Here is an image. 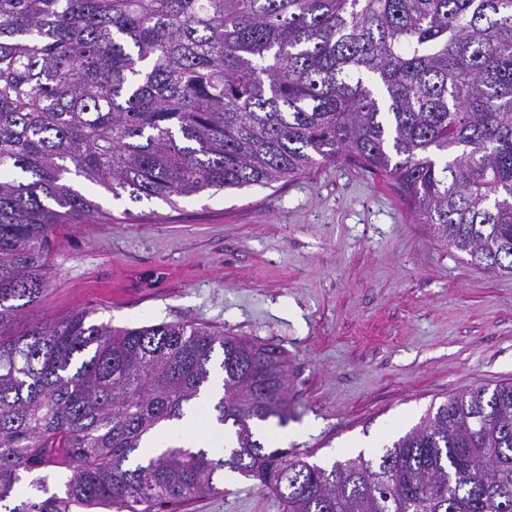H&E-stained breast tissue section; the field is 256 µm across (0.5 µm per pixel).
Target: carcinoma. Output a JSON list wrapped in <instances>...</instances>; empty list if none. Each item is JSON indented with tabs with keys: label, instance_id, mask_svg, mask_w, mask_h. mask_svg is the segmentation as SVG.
Instances as JSON below:
<instances>
[{
	"label": "carcinoma",
	"instance_id": "1",
	"mask_svg": "<svg viewBox=\"0 0 512 512\" xmlns=\"http://www.w3.org/2000/svg\"><path fill=\"white\" fill-rule=\"evenodd\" d=\"M327 164L512 274V0H0V509L177 512L229 470L284 512H512V383L322 466L258 436L288 421L278 346L25 319L54 228L112 221L74 179L174 206ZM194 407L232 433L223 456L141 453Z\"/></svg>",
	"mask_w": 512,
	"mask_h": 512
}]
</instances>
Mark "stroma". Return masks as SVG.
<instances>
[{"mask_svg": "<svg viewBox=\"0 0 512 512\" xmlns=\"http://www.w3.org/2000/svg\"><path fill=\"white\" fill-rule=\"evenodd\" d=\"M81 191L114 221L55 228L36 315L89 309L115 327L192 319L283 348L290 415L262 431L276 447L320 464L371 457L430 405L512 382V275L448 248L376 175L331 164L174 207L87 182ZM183 512L282 507L241 478Z\"/></svg>", "mask_w": 512, "mask_h": 512, "instance_id": "1", "label": "stroma"}]
</instances>
